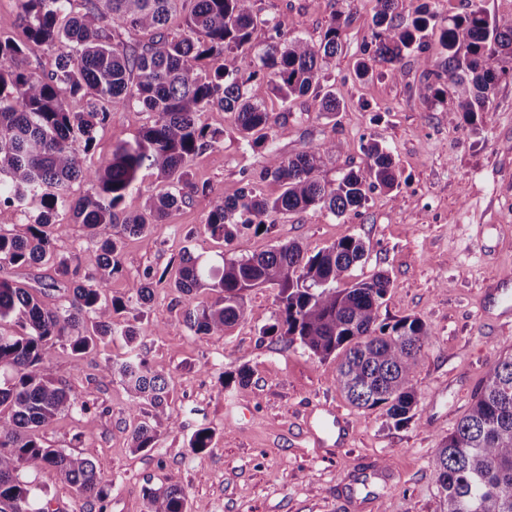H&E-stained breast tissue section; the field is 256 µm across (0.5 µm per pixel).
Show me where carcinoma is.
Returning a JSON list of instances; mask_svg holds the SVG:
<instances>
[{"instance_id": "cac0c4a2", "label": "carcinoma", "mask_w": 512, "mask_h": 512, "mask_svg": "<svg viewBox=\"0 0 512 512\" xmlns=\"http://www.w3.org/2000/svg\"><path fill=\"white\" fill-rule=\"evenodd\" d=\"M72 0H18L25 40L0 38V202L39 204L34 223L13 233L0 232V266H49L57 275L55 303H46L33 288L0 278V512H50L45 487L29 480L50 473L69 484L81 499L102 504L108 481L87 459L47 448L41 431L54 419L88 406L53 377L56 349L75 358L96 349L106 336L136 343L137 333L112 315L152 296L153 277L134 281L127 298L107 296L112 276L121 271L120 244L147 234L185 202L179 187L187 161L220 140V133L198 123V114L219 106L235 115L248 142L261 146L288 134L287 122L273 126L264 98L272 93L283 105L308 96L321 97L323 112L340 111L335 93L321 84L320 62L342 49V25L335 16L317 43L287 38L260 18L253 0H193L188 34L167 31L178 0H84L85 13L68 11ZM272 32L259 63L243 67L252 51L254 30ZM148 35L145 41L115 38V27ZM435 36L444 54L431 85L444 101L453 89L451 111L473 125L489 95L507 70L494 66L498 54L512 56V25L501 26L481 4L440 21L426 3L396 19L394 0H376L371 40L356 75L370 63L400 71L404 54L420 51ZM43 46L54 55V68L39 74L23 65L27 46ZM89 98L84 112L69 100ZM123 109L133 120L153 115L132 141L118 139L112 156L95 168L83 165L97 128L111 112ZM339 149L334 139L284 158L270 148L259 179L273 180L281 193L264 196L250 179L237 195L215 204L204 224L211 238L228 244L238 234L268 233L273 213L326 209L342 216L363 207L377 188L393 190L396 165L377 142L364 147L366 164L344 174L334 185L316 172ZM158 171L162 186L146 190L138 209L125 206L141 169ZM81 181L87 189L70 195ZM69 209L76 223L95 239L100 252L96 274L81 275L73 259L55 251L58 210ZM367 255L365 242L346 236L315 254L288 242L251 256L221 257L213 265L185 251L176 265L174 287L188 296L187 326L198 335L221 336L244 317L243 293L266 284L279 289V308L263 337L299 342L321 361L341 357L336 380L347 400L360 409L384 407L394 425L417 415L412 376L432 333L418 318L378 322L390 279L340 288L355 263ZM202 289L217 293L211 302H195ZM101 370L116 377L130 395L128 412L135 420L133 447L153 448L162 433L180 427L167 411L171 377L137 353L107 358ZM214 432L196 429L193 451L210 447ZM434 471L446 496L447 512H512V356L495 362L480 382L475 401L453 433L441 442ZM148 512H187V497L177 484L144 488Z\"/></svg>"}]
</instances>
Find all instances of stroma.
<instances>
[{
    "label": "stroma",
    "mask_w": 512,
    "mask_h": 512,
    "mask_svg": "<svg viewBox=\"0 0 512 512\" xmlns=\"http://www.w3.org/2000/svg\"><path fill=\"white\" fill-rule=\"evenodd\" d=\"M375 0H254L255 12L276 23L287 37L319 42L333 16L343 22V49L321 64L341 110L330 117L321 101L306 96L282 105L272 95L265 107L272 120L287 118L288 133L275 142L290 156L328 139L342 148L325 159L320 180L335 184L365 166L363 144L375 140L391 152L399 186L370 193L363 208L337 217L321 209L272 215L269 234H243L230 245L203 231L217 201L234 196L247 179L258 178L264 149L249 146L233 113L219 107L199 114L201 124L221 132L215 146L196 154L183 171L193 194L147 236L125 238L122 271L109 296L124 297L133 280L157 275L143 312L115 314L133 323L138 351L172 377L169 410L179 429L162 434L155 448L132 442L129 395L119 379L103 376L105 357L124 355L122 340L104 339L83 358L56 351L52 373L87 402V413L58 416L42 432L45 445L90 459L110 484L104 508L77 497L52 475L40 478L53 512H147L145 486L179 484L188 512H446L434 475V457L474 401L489 367L512 356V320L491 305L490 293L512 284V57L475 124L451 118L449 102L435 101L428 64L442 56L437 41L425 52L407 54L397 77L377 63L369 77L354 74L371 39ZM150 114L131 120L113 111L98 129L84 159L95 167L111 156L117 139L131 140ZM55 248L73 257L81 273L96 272L99 251L69 210L57 214ZM363 239L367 256L347 273L346 284L385 273L391 285L378 310L380 322L420 318L433 337L413 378L416 418L394 426L384 410L351 405L336 381V361H319L300 344L262 337L278 308V289L264 285L244 294V318L221 336L195 334L185 323L186 297L163 279L184 251L217 260L239 258L296 241L318 252L343 237ZM248 367L245 383H225V373ZM251 414H242L240 404ZM336 406L350 430L345 448L319 445L306 414L320 404ZM211 428L210 448L188 446L194 430ZM386 467L371 494L357 483L360 473Z\"/></svg>",
    "instance_id": "35a3bbf8"
}]
</instances>
